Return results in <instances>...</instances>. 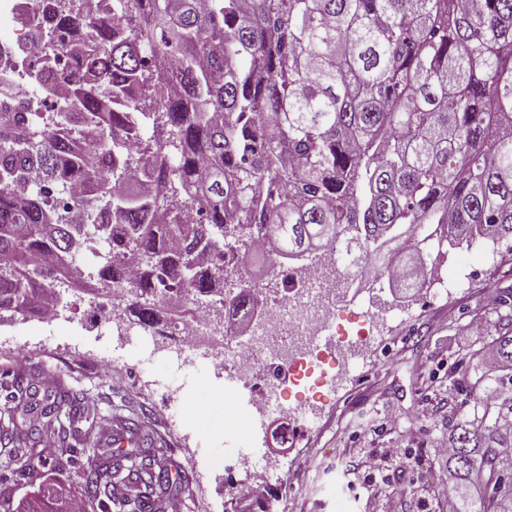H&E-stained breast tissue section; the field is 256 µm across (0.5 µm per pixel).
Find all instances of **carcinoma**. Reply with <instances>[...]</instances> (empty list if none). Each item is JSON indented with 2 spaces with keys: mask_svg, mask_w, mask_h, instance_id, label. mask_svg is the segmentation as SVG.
Masks as SVG:
<instances>
[{
  "mask_svg": "<svg viewBox=\"0 0 512 512\" xmlns=\"http://www.w3.org/2000/svg\"><path fill=\"white\" fill-rule=\"evenodd\" d=\"M39 21L22 61L48 94L71 100L58 112H0V319L32 313L56 286L85 282L107 295L122 288L152 328L169 293L193 313L221 294L255 225L272 224L269 260L318 254L348 238L363 270L405 268L398 285L425 287L400 244L428 225L432 239L487 244L512 253V0H112V18L88 20L65 0H35ZM81 42L68 69L48 33ZM174 59L154 70L146 58ZM168 76L178 93L157 88ZM79 134L73 141L65 128ZM163 182L156 195L128 189L127 166ZM86 195L51 217L30 184L42 174L59 187L73 171ZM105 244L108 258L88 273L69 249ZM239 285L229 306L259 296ZM491 344L500 365L486 371L481 351L464 354L462 396L448 424L444 466L455 485L452 512H512V297L494 299ZM89 404L61 389L50 410L7 404L0 437V512H71L76 495L46 484L10 503L1 485L31 469L41 431H63ZM21 419L29 426L18 427ZM138 437L134 414L120 416ZM116 450L88 458L81 495L100 512H152L127 493Z\"/></svg>",
  "mask_w": 512,
  "mask_h": 512,
  "instance_id": "1",
  "label": "carcinoma"
}]
</instances>
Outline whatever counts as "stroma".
Wrapping results in <instances>:
<instances>
[{"instance_id": "obj_1", "label": "stroma", "mask_w": 512, "mask_h": 512, "mask_svg": "<svg viewBox=\"0 0 512 512\" xmlns=\"http://www.w3.org/2000/svg\"><path fill=\"white\" fill-rule=\"evenodd\" d=\"M466 246L429 242L420 254L426 265L452 277L455 286L441 296L425 287L416 297L388 288L377 299V318L357 359L360 377L330 374L317 397L307 387L289 386L288 401H308V414H294L296 444L279 447L270 421L251 414L247 401L229 412L224 381L203 364L157 369L140 347L85 331L72 289H62L68 306L58 333L64 349L47 346L46 329L19 320L0 327V370L18 369L42 385L83 389L96 414L76 416L75 429L89 434L88 454L107 452L98 418H113L115 407L136 410L144 430L162 442L158 464L169 472H189L193 481L177 488L183 512H379L363 479L350 476V461L362 452L389 449L408 454L409 464L392 467L393 481L406 485L403 512H448L430 497L431 487L447 482L435 448L448 429L460 395L448 387V372L462 354L489 342L488 332L472 335L469 323L492 320L493 297L512 292V261L503 262L484 247L482 264L469 262ZM246 442L247 457L227 460L225 449ZM281 463L284 480L260 501L237 499L225 469L242 475L249 458Z\"/></svg>"}]
</instances>
